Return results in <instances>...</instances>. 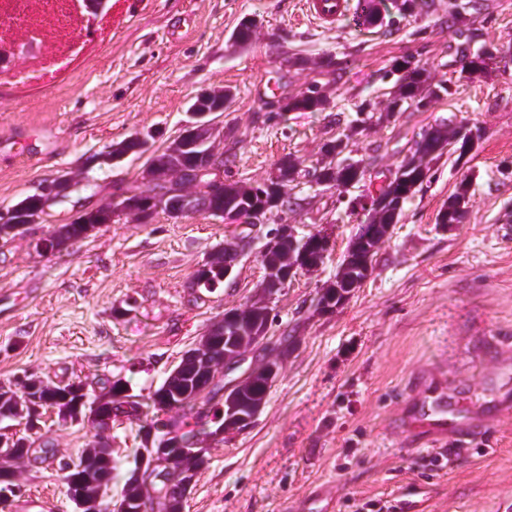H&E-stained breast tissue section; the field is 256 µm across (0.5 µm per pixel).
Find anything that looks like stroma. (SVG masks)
Masks as SVG:
<instances>
[{"label": "stroma", "mask_w": 512, "mask_h": 512, "mask_svg": "<svg viewBox=\"0 0 512 512\" xmlns=\"http://www.w3.org/2000/svg\"><path fill=\"white\" fill-rule=\"evenodd\" d=\"M399 2L374 0L376 25L351 14L326 26L305 17L299 0H108L91 22L70 0H28L40 37L0 26L16 50L0 73V210L47 178L93 182L0 242V386L15 390L35 376L81 382L95 396L119 379L148 399L225 311L256 299L265 275L261 231L221 288L193 294L197 269L241 231L204 213L161 212L147 224L117 213L59 251L38 246L78 212L142 185L147 154L111 165L104 152L137 133L163 149L199 91L229 86L236 94L216 119L229 131L215 143L228 160V182L267 178L285 156L320 159L323 143L364 103L378 118L348 144L367 164L349 197L391 177L421 129L443 122L485 129L466 164L438 162L405 204L371 275L330 314L315 313V300L366 214L335 189L288 188L297 204L273 223L303 235L329 232L335 250L270 301V336L292 331L296 346L256 423L204 438L207 461L183 512H318L305 499L320 488L333 512H498L512 499V55L461 78L458 29L448 26L457 0H426L405 17ZM246 17L257 21L251 41L233 46L230 35ZM461 28L472 48L512 47V0H476ZM404 58L458 92L424 111L384 116L394 83L388 72ZM50 71L55 83L41 84ZM314 83L328 87L329 107L286 111ZM463 179L471 194L463 222L436 224ZM429 393L442 397L455 426L436 446L415 423ZM460 427L472 428L468 442ZM15 431L52 451L17 468L23 498L45 495L52 512H74L59 464L93 444L90 422L65 423L49 412L35 429ZM108 436L117 499L141 423L119 419Z\"/></svg>", "instance_id": "stroma-1"}]
</instances>
